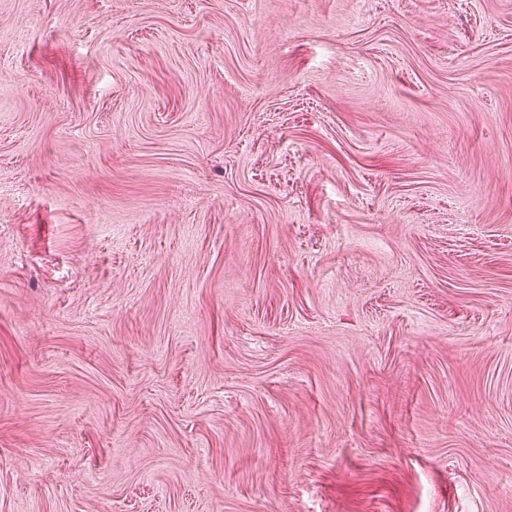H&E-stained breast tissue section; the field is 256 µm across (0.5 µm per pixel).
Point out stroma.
<instances>
[{"mask_svg":"<svg viewBox=\"0 0 512 512\" xmlns=\"http://www.w3.org/2000/svg\"><path fill=\"white\" fill-rule=\"evenodd\" d=\"M0 512H512V0H0Z\"/></svg>","mask_w":512,"mask_h":512,"instance_id":"obj_1","label":"stroma"}]
</instances>
